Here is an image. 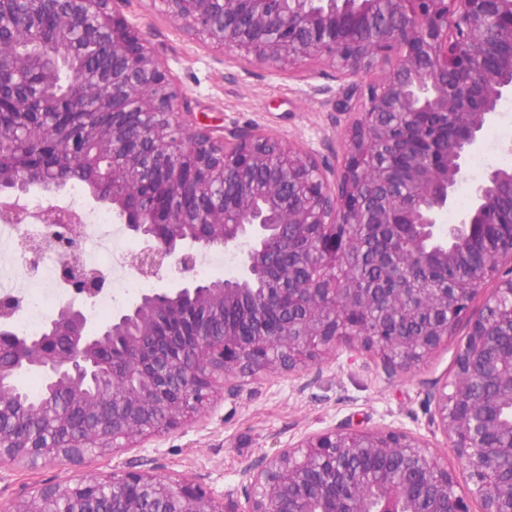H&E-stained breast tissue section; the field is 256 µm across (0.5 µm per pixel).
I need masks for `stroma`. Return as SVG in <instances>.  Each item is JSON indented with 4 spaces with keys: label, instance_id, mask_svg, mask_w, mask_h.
Returning <instances> with one entry per match:
<instances>
[{
    "label": "stroma",
    "instance_id": "35a3bbf8",
    "mask_svg": "<svg viewBox=\"0 0 512 512\" xmlns=\"http://www.w3.org/2000/svg\"><path fill=\"white\" fill-rule=\"evenodd\" d=\"M120 9L179 85L184 107L200 122L219 129L255 128L340 166L351 116L337 111L336 100L348 81L330 64L315 61L305 72L243 64L190 35L153 0H123ZM495 168H512V97L501 102L486 128L483 149L469 157L441 224L458 222L470 206L473 184ZM458 342V337L449 338L409 370L363 349L346 348L290 374L242 377L237 396L220 398L215 409L149 439L144 447L80 463L60 459L36 468L0 465V501L73 475L107 476L116 465L197 479L220 498L237 491L246 466L305 435L340 425L421 435L447 460L458 481H465L449 441L430 424L434 405L429 394L450 378Z\"/></svg>",
    "mask_w": 512,
    "mask_h": 512
}]
</instances>
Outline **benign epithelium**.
I'll return each instance as SVG.
<instances>
[{
    "label": "benign epithelium",
    "instance_id": "1",
    "mask_svg": "<svg viewBox=\"0 0 512 512\" xmlns=\"http://www.w3.org/2000/svg\"><path fill=\"white\" fill-rule=\"evenodd\" d=\"M30 2L56 29L78 31L83 51L26 14L0 19V149L21 141L30 160L0 163V220L30 223L17 201L60 195V168L76 163L89 206H111L142 243L138 273L157 277L175 260L188 277L90 332L85 306L108 279L75 259L79 215L46 207L71 296L34 336L15 330L21 298L0 296V393L21 371L47 382L34 411L0 397V464L137 448L207 409L217 386L233 397L241 376L306 368L346 343L409 369L466 317L452 378L431 400L467 484L417 434L343 426L247 466L242 502L196 479L115 467L0 512H512V213L499 204L512 194V169L490 171L459 222L439 224L512 96V0H151L250 65L304 70L324 60L343 78L382 68L338 102L353 115L338 169L256 129L197 126L121 0ZM20 30L53 61L78 60L66 97L43 94L39 112L15 83L35 61L15 48ZM87 104L93 124L64 111ZM477 242L485 259L468 275L447 287L430 280ZM223 246L240 257L237 277L189 276L199 252ZM40 249L21 242L29 268ZM364 263L375 279L354 274Z\"/></svg>",
    "mask_w": 512,
    "mask_h": 512
}]
</instances>
